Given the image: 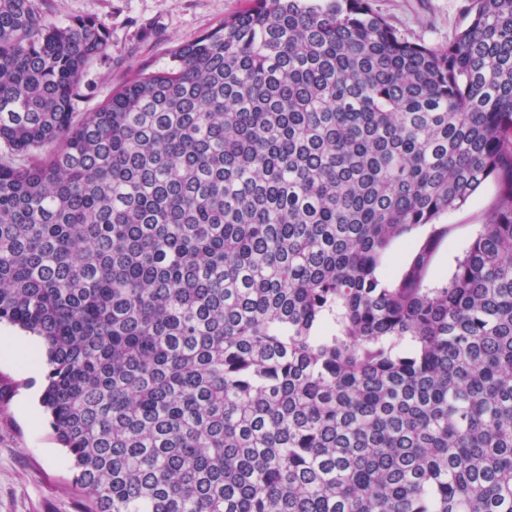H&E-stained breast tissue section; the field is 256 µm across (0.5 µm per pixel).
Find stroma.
I'll return each instance as SVG.
<instances>
[{"label":"stroma","mask_w":512,"mask_h":512,"mask_svg":"<svg viewBox=\"0 0 512 512\" xmlns=\"http://www.w3.org/2000/svg\"><path fill=\"white\" fill-rule=\"evenodd\" d=\"M374 9L406 37L447 44L467 22L466 0H372ZM247 0H44L53 22L100 20L108 56L90 60L81 74L82 112H93L141 70L167 66L180 44L223 27ZM493 184L478 189L459 209L441 218L450 228L437 247L428 286L449 280L495 202ZM44 373L0 363V512H80L72 482L73 461L54 439L47 412L27 418L20 403L43 390Z\"/></svg>","instance_id":"obj_1"}]
</instances>
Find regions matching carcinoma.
Masks as SVG:
<instances>
[{"mask_svg":"<svg viewBox=\"0 0 512 512\" xmlns=\"http://www.w3.org/2000/svg\"><path fill=\"white\" fill-rule=\"evenodd\" d=\"M466 15L250 0L80 116L102 24L0 0V321L83 512H512V0ZM374 9L409 39L439 47L467 22L466 0H372ZM496 192L492 183L478 189L459 209L448 212L440 218V224L450 227L449 233L437 247L430 266L426 284L436 286L449 280L458 262L483 224V213L495 202ZM426 233V227L418 229L405 240L396 241L389 249L385 263L383 265V274L387 277L394 276L402 267H404L412 256V244L418 242ZM41 346L36 340L0 336V362L22 363L31 355H39Z\"/></svg>","mask_w":512,"mask_h":512,"instance_id":"obj_1","label":"carcinoma"}]
</instances>
